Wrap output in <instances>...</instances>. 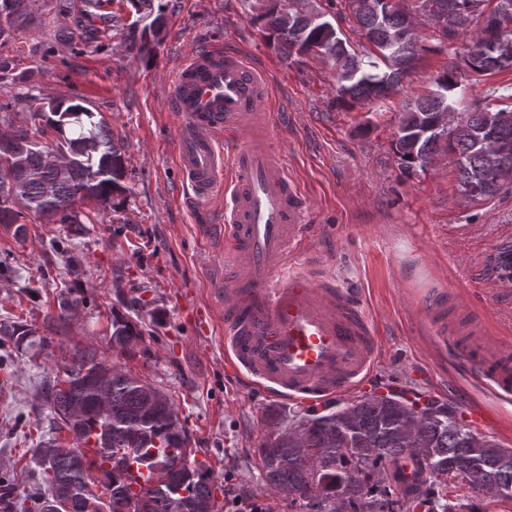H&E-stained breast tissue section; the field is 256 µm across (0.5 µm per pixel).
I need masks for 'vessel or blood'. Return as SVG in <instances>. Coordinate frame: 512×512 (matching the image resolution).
Returning a JSON list of instances; mask_svg holds the SVG:
<instances>
[{
  "label": "vessel or blood",
  "mask_w": 512,
  "mask_h": 512,
  "mask_svg": "<svg viewBox=\"0 0 512 512\" xmlns=\"http://www.w3.org/2000/svg\"><path fill=\"white\" fill-rule=\"evenodd\" d=\"M168 105L179 118L175 162L192 200H224V273L212 299L224 320L229 375L309 406L377 395L380 339L364 291L309 272L318 259L302 222L308 199L273 145L264 72L242 54L208 48L180 65ZM456 301L444 289L423 300L436 359L455 354L472 381L511 398L512 343H491L476 325L467 345L449 350L448 307ZM463 417L479 432L497 423L496 410L482 403L467 404Z\"/></svg>",
  "instance_id": "b4317fda"
}]
</instances>
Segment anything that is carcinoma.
I'll list each match as a JSON object with an SVG mask.
<instances>
[{"mask_svg":"<svg viewBox=\"0 0 512 512\" xmlns=\"http://www.w3.org/2000/svg\"><path fill=\"white\" fill-rule=\"evenodd\" d=\"M267 13L251 18L285 53L313 55L325 61L347 60L338 69L336 97L345 106L362 105L396 91L410 63L423 51L406 38L408 18L421 13L432 36L445 41L457 29L471 32L463 62L485 76L512 69L508 53L488 52L482 46L492 36L485 26L490 0H442L446 10L424 12L426 0H343L353 24L369 47L358 53L339 36L326 14L312 19L294 8L296 0H273ZM27 19L25 0H0V17ZM128 35L141 58L153 57L159 32L145 25L129 27ZM454 62L434 78L435 89L418 96L401 113L406 134L392 140L399 168L425 170L440 151L455 156L461 193H476L489 200L512 178V157L505 170L492 169L475 148L470 134L490 128L496 138L512 146V87H494L485 106L460 117L448 94L458 88ZM56 134V150L68 158L66 172L43 163L36 136L22 126L0 133V226L25 232L19 223L31 211L49 224L77 223L74 205L96 199L122 207L129 189L124 176L122 147L115 142L104 119L79 103L50 100L39 107ZM444 112L447 126L439 143L431 136L417 137L430 117ZM512 270V241L500 243L490 270ZM112 346L134 353L143 341L138 324L115 315ZM64 380L46 395L54 419L72 437L64 448L50 438L37 444L42 469L41 493L28 512H214L211 469L190 460V438L181 425L168 394L126 371L110 367L96 353L75 348ZM411 453L423 481L401 491L400 461ZM264 481L299 512H384L387 497L398 495L402 512L420 506L427 512H455L441 503L442 494L429 488L448 486V476H460L471 496L492 494L512 501V450L486 439L457 420L445 407L421 413L389 397L362 398L321 416L302 417L260 448ZM156 468V481L139 491L130 489L126 468L130 461ZM104 477L103 494L94 490L93 470ZM24 499L15 486L0 484V512H19Z\"/></svg>","mask_w":512,"mask_h":512,"instance_id":"carcinoma-1","label":"carcinoma"}]
</instances>
